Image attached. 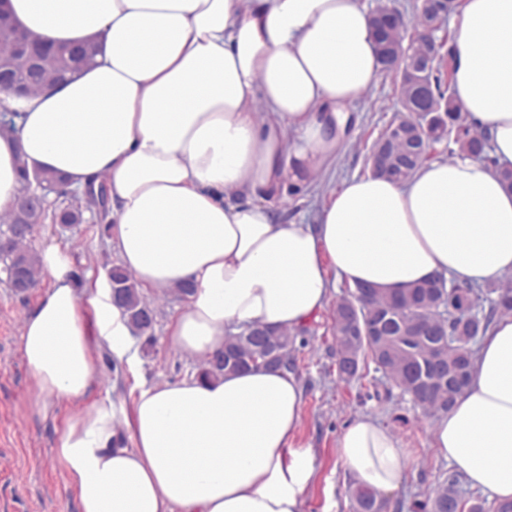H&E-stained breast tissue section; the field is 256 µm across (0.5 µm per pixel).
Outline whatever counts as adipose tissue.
Instances as JSON below:
<instances>
[{
    "label": "adipose tissue",
    "mask_w": 512,
    "mask_h": 512,
    "mask_svg": "<svg viewBox=\"0 0 512 512\" xmlns=\"http://www.w3.org/2000/svg\"><path fill=\"white\" fill-rule=\"evenodd\" d=\"M50 43L100 46L94 64L34 97L0 92L16 130L0 134V213L19 194L18 158L79 192L106 185L110 242L155 292L189 285L169 327L204 360L228 333L294 329L337 279L387 291L441 278L480 284L512 273V0H464L455 97L496 167L467 154L423 165L399 185L352 177L313 224H285L275 201L316 182L347 136L351 106L379 64L358 0H9ZM51 286L26 316L22 351L41 418L84 398L93 349L136 369L132 331L107 274L76 288L70 255L39 252ZM301 389L286 369L203 384L141 386L123 445L116 405L85 406L54 457L80 512H302L313 453L291 447ZM434 446L471 487L512 500V316L479 340L472 381L435 422ZM353 479L397 489L404 450L375 419L343 430Z\"/></svg>",
    "instance_id": "adipose-tissue-1"
}]
</instances>
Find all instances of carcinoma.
<instances>
[{
  "mask_svg": "<svg viewBox=\"0 0 512 512\" xmlns=\"http://www.w3.org/2000/svg\"><path fill=\"white\" fill-rule=\"evenodd\" d=\"M458 0H447L434 10L418 3L413 19L401 23L393 19L395 9L389 0H378L373 14L380 25L381 47L395 50L410 46L411 56L438 57V71L433 77L439 87L440 101L433 118L419 112L416 90L411 82L402 80L401 67L379 59L381 70L393 72L397 78V96L401 110L374 140L369 154L383 149L397 158L398 165L387 179L397 184L409 181L423 164L437 158L436 146L447 143L448 157L469 153L489 166L496 161L484 153L485 134L470 121L468 113L458 106L453 91L454 33L447 31L448 16L455 12ZM22 26L5 11H0V69L12 74L26 94L50 87L82 67L90 65L97 51L93 43L76 47L53 46L42 54L21 48L16 31ZM444 35H436L438 31ZM18 178L21 189L35 178L55 194L59 203L54 218L62 224H80L83 209L107 212L105 185L91 194L85 207L72 202L73 190L61 178L29 168L18 157ZM43 211L32 207L22 211L16 207L0 214V263L6 277L21 266L26 285L25 295L39 282L38 255L32 240ZM108 275L121 293V303L132 331L145 335L152 331L155 309L140 292L139 283L130 271L113 264ZM490 302L489 310L483 309ZM355 294L336 300L334 334L336 336V374L349 382L362 377L360 372L348 373L343 368V354L351 338L367 345L360 362L370 359L375 370L390 386L410 398L414 406L427 415L447 412L469 385L474 372V344L497 316L512 315V274L489 283L484 288L469 284L450 287L438 280H426L399 292H374L356 313L358 331L352 332L347 315L352 311ZM299 331H278L265 326H251L230 334L224 349L200 366L198 378L215 380L228 373L253 367L286 368L294 361ZM354 512H385L387 501L364 485L349 487ZM458 500L460 512H512V502H499L489 511L478 496L465 499L450 477L440 483L432 496L418 504L421 512H448V502Z\"/></svg>",
  "mask_w": 512,
  "mask_h": 512,
  "instance_id": "cac0c4a2",
  "label": "carcinoma"
}]
</instances>
